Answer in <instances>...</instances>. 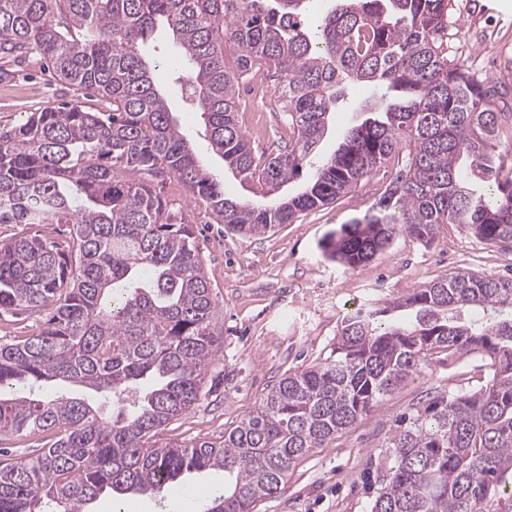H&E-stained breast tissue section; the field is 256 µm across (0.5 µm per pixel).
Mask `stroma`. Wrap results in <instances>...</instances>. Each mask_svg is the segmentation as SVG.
Returning a JSON list of instances; mask_svg holds the SVG:
<instances>
[{"label": "stroma", "instance_id": "stroma-1", "mask_svg": "<svg viewBox=\"0 0 512 512\" xmlns=\"http://www.w3.org/2000/svg\"><path fill=\"white\" fill-rule=\"evenodd\" d=\"M448 60L480 77L507 76L499 53L512 50V0H450ZM159 58L157 83L196 155L224 183L227 197L255 205L274 204V197L255 195L225 173L223 161L208 146L197 105L179 78L181 53L164 31H157L144 48ZM71 89L49 71L24 67L8 82H0V126L22 123L29 113L70 100ZM239 121L257 155L282 152L288 140L282 113L240 99ZM374 102L371 89L350 88L337 105L329 128L313 159L287 193L301 190L312 177L315 162L329 157L345 130L363 118L362 105ZM395 166L374 171L335 204L302 215L295 223L261 235H245L216 223L207 202L177 181L158 185L175 214L192 225L202 264L216 303L217 326L224 348L210 366L206 395L192 410L171 421L161 441L222 443L258 406L281 378L326 358L351 306L401 297L413 288L452 272L512 276V250L491 245L456 224L441 225L431 239L402 232L369 263L348 269L328 259L320 244L340 225L367 212L392 177ZM487 359L478 353H449L403 382L379 406L360 417L336 438L300 459L276 497L263 501L259 512H367L376 489V470L387 455L386 444L400 417L425 407L433 394L453 395L479 388L487 378ZM92 512H193L181 490L164 495L129 496L115 501L101 495Z\"/></svg>", "mask_w": 512, "mask_h": 512}]
</instances>
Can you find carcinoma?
Returning a JSON list of instances; mask_svg holds the SVG:
<instances>
[{"label":"carcinoma","instance_id":"cac0c4a2","mask_svg":"<svg viewBox=\"0 0 512 512\" xmlns=\"http://www.w3.org/2000/svg\"><path fill=\"white\" fill-rule=\"evenodd\" d=\"M307 0H0V57L51 66L76 98L0 127V225L66 224L0 244V312L41 315L0 341V444L41 435L46 450L0 465V512H89L112 496L156 495L190 470L224 472L202 512H256L295 463L440 355L471 348L492 373L434 396L390 439L369 512H512V278L445 274L392 303L348 313L328 357L282 378L214 445L159 443L205 395L223 349L192 225L155 184L175 178L235 230L264 234L335 203L411 147L368 213L328 234L325 256L370 262L399 232L430 239L458 224L512 244V90L448 63L450 0H339L305 26ZM184 57L212 153L265 196L300 177L353 85L381 92L307 188L267 207L224 196L155 84L142 46L159 23ZM234 60L224 56V40ZM274 81L288 150L261 160L239 123L237 89ZM404 321L391 320L398 309ZM483 312L482 320L465 318ZM69 383L112 404L5 389Z\"/></svg>","mask_w":512,"mask_h":512}]
</instances>
